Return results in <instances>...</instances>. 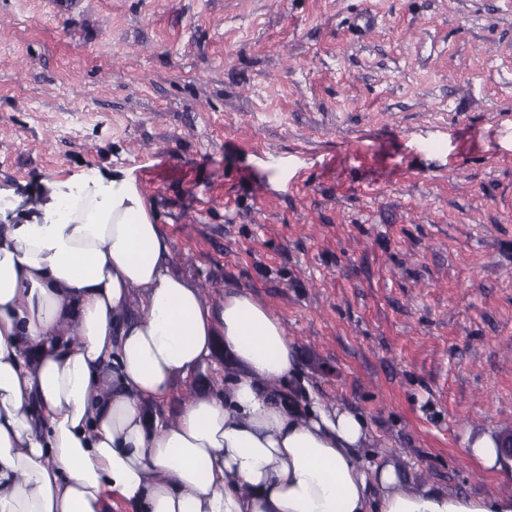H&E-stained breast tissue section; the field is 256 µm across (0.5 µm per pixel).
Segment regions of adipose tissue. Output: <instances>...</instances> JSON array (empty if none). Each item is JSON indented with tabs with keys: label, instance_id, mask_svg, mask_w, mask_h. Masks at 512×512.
<instances>
[{
	"label": "adipose tissue",
	"instance_id": "1",
	"mask_svg": "<svg viewBox=\"0 0 512 512\" xmlns=\"http://www.w3.org/2000/svg\"><path fill=\"white\" fill-rule=\"evenodd\" d=\"M0 200V512H512L363 465L366 420L283 389L296 355L245 291L208 303L172 269L127 170ZM228 358L224 383L158 407ZM379 496H371V484Z\"/></svg>",
	"mask_w": 512,
	"mask_h": 512
}]
</instances>
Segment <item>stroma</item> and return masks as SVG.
<instances>
[{
	"label": "stroma",
	"mask_w": 512,
	"mask_h": 512,
	"mask_svg": "<svg viewBox=\"0 0 512 512\" xmlns=\"http://www.w3.org/2000/svg\"><path fill=\"white\" fill-rule=\"evenodd\" d=\"M131 170L175 269L284 322L360 457L512 491V0H0V189ZM498 437L483 434L470 442L469 452L477 463L489 470H501V457L498 454Z\"/></svg>",
	"instance_id": "35a3bbf8"
}]
</instances>
